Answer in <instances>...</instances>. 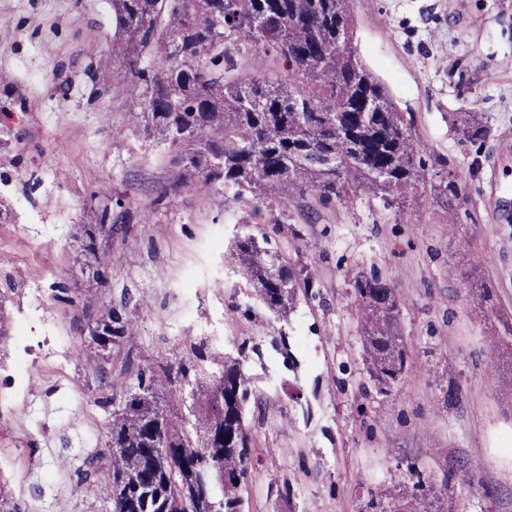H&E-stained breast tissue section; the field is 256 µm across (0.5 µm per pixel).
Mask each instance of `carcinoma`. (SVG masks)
<instances>
[{"label": "carcinoma", "instance_id": "1", "mask_svg": "<svg viewBox=\"0 0 512 512\" xmlns=\"http://www.w3.org/2000/svg\"><path fill=\"white\" fill-rule=\"evenodd\" d=\"M350 0H110L118 28L112 56L126 60L141 90L131 123L159 135L177 155L174 199L194 180L249 193L266 204L311 185L321 197L360 193L399 208L426 183L427 166L410 124L381 82L356 58ZM261 50L283 61L276 82L239 70L238 56ZM102 192L100 229L124 219ZM92 277L105 282L112 253L84 246ZM238 258L262 303L285 314L298 290L317 293L308 266L294 268L249 234ZM369 380L379 394L408 369L401 301L380 275L358 278ZM104 347L130 335L124 305L96 318ZM136 385L112 412L107 451L84 459L88 483L112 469L109 512H242L238 488L254 448L245 406L261 397L235 358L196 410V430L160 404L171 369L123 367Z\"/></svg>", "mask_w": 512, "mask_h": 512}]
</instances>
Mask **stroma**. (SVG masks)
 Masks as SVG:
<instances>
[{"instance_id":"obj_1","label":"stroma","mask_w":512,"mask_h":512,"mask_svg":"<svg viewBox=\"0 0 512 512\" xmlns=\"http://www.w3.org/2000/svg\"><path fill=\"white\" fill-rule=\"evenodd\" d=\"M353 49L410 123L429 172L458 196L418 189L403 211L196 182L158 204L176 170L165 144L130 122L140 90L112 60L109 0H0V494L14 512H107L110 469H75L104 448L125 359L175 368L171 411L195 410L227 356L263 398L247 422L255 460L244 512H512V0H350ZM108 60L91 83L87 70ZM485 140L466 139V113ZM111 188L127 221L97 231ZM266 237L309 264L319 295L278 318L233 256ZM112 254L106 284L82 274L87 238ZM379 272L402 301L408 371L389 394L368 384L353 281ZM124 304L135 331L79 359L80 305ZM284 336L285 346L271 340ZM495 361V373L486 364ZM187 375H178L179 366ZM459 390L439 408L448 388ZM441 480L433 499L412 470Z\"/></svg>"}]
</instances>
